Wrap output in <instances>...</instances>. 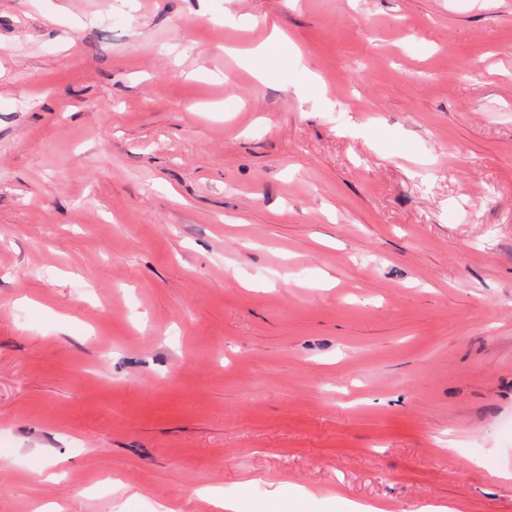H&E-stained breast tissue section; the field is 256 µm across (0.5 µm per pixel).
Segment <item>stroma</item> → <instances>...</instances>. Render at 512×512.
Wrapping results in <instances>:
<instances>
[{"label": "stroma", "instance_id": "1", "mask_svg": "<svg viewBox=\"0 0 512 512\" xmlns=\"http://www.w3.org/2000/svg\"><path fill=\"white\" fill-rule=\"evenodd\" d=\"M215 487L512 512V0H0V512Z\"/></svg>", "mask_w": 512, "mask_h": 512}]
</instances>
